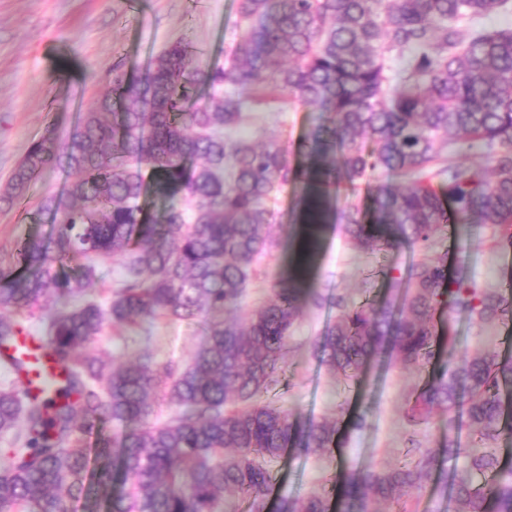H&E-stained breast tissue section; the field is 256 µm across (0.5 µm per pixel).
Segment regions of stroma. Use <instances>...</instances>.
<instances>
[{"label": "stroma", "mask_w": 512, "mask_h": 512, "mask_svg": "<svg viewBox=\"0 0 512 512\" xmlns=\"http://www.w3.org/2000/svg\"><path fill=\"white\" fill-rule=\"evenodd\" d=\"M237 9L238 0H0V185L49 121H56L60 135L68 134L78 113L108 88L114 65L136 75L167 45L180 40L192 45L200 66L223 59L239 32ZM321 122L316 109L273 106L254 113L238 134L276 137L295 149ZM395 180V175L378 173L357 190L340 187L333 220L320 235L306 279L322 301L309 306L295 323L282 383L264 399L302 422L337 420L339 431L330 452L287 454L273 464L267 501L271 510L280 498L307 495L348 470H382L408 462L413 442L439 450L446 439L443 415L416 431L406 418L408 398L425 382L426 372L386 360L373 364L353 383L320 364L315 343L336 319L337 297L355 303L399 297L406 268L427 253L442 258L452 280L463 278L480 288H501L512 281V249L497 245L492 229L484 224L456 225L438 236L427 253L402 248L364 254L355 249L344 229L350 207H357L360 217L371 218L372 192ZM67 181L63 172H45L19 204H0V270L12 266L17 243L51 232V225L29 223L25 212ZM300 195L295 189L279 198L269 229L276 245L261 258L230 317H245L271 298L287 250L300 240ZM435 321L438 332L452 338L457 361L490 347L503 355L512 350V321L479 325L456 308L436 313ZM202 339L197 323L160 318L134 327L105 328L97 347L118 362L147 357L161 364L188 361ZM358 414L365 422L356 428L352 420Z\"/></svg>", "instance_id": "35a3bbf8"}]
</instances>
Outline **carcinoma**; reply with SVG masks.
<instances>
[{
    "label": "carcinoma",
    "mask_w": 512,
    "mask_h": 512,
    "mask_svg": "<svg viewBox=\"0 0 512 512\" xmlns=\"http://www.w3.org/2000/svg\"><path fill=\"white\" fill-rule=\"evenodd\" d=\"M511 8L512 0H239L241 31L224 62L196 66L191 45L176 42L132 78L114 66L65 142L49 123L0 186V203L23 198L47 169L74 180L29 213L56 225L55 235L22 241L15 268L0 271V367L24 370L9 350L25 336L59 374L48 394H26L13 380L0 387V435L10 437L0 512H68L87 491L92 454L103 512H221L227 495L262 512L270 463L287 450L330 449L336 423H302L261 400L279 381L294 323L319 303L304 282L314 249L243 320L215 314L239 303L258 256L274 245L263 232L275 221L271 203L301 181L310 183L303 221L317 234L340 184L353 189L376 172L405 180L378 186L373 222L349 217L362 251L428 249L460 217L493 226L512 248V30L480 25ZM292 101L327 114L299 152L236 136L248 113ZM477 145L491 165L468 162ZM149 191L169 200L159 220L141 204ZM79 257L80 272L67 274ZM115 257L122 274L108 300L88 296ZM449 300L476 322L512 318V292L451 282L440 260L424 259L408 266L398 309L338 300L316 350L351 380L377 357L427 369L409 423L445 416L448 461L464 453L482 478L475 485L443 471L454 512H512V473L493 447L508 431L501 392L512 389V362L486 349L451 367L453 348L441 346L432 320ZM158 317L204 325L187 364L102 359L96 343L108 324ZM160 397L173 413L152 422ZM462 417L472 448L458 444ZM111 423L124 427L120 437L104 434ZM438 469L436 453L419 448L412 466L358 471L339 485L329 478L330 488L284 498L278 512H331L334 495L340 512H376L380 501L408 512L405 489Z\"/></svg>",
    "instance_id": "obj_1"
}]
</instances>
